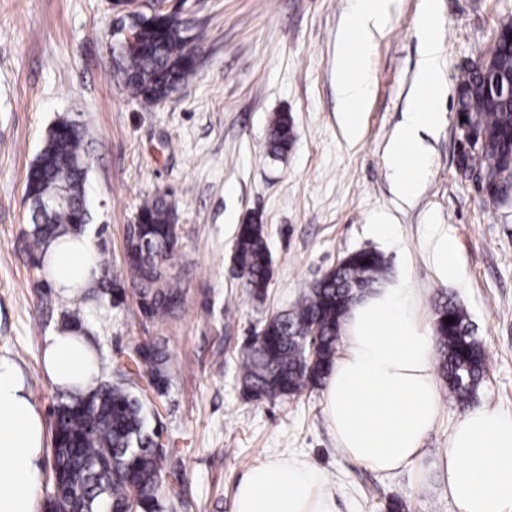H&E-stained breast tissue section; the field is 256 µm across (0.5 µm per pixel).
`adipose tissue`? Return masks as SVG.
<instances>
[{
	"mask_svg": "<svg viewBox=\"0 0 512 512\" xmlns=\"http://www.w3.org/2000/svg\"><path fill=\"white\" fill-rule=\"evenodd\" d=\"M348 45L366 49L386 24L383 0H349ZM431 7L421 14L417 97L441 93L439 48ZM344 124L356 134L359 103L370 95L363 68H342L338 79ZM434 108L408 112L391 152L396 178L406 190L422 179L427 161L417 149V129L433 124ZM91 236L56 240L44 266L60 293L92 287L101 276L92 262ZM418 296L407 283L377 288L349 310L340 346L325 379L324 413L337 450L386 475L416 471L443 484L456 512H512V413L482 405L451 429L448 446L431 453L425 440L439 409L432 336L421 323ZM43 372L61 393L87 394L98 385L99 355L86 329L57 327L41 347ZM46 458L44 418L23 370L0 353V512H39L34 483ZM233 512H338L325 473L303 456L272 455L250 467L237 483Z\"/></svg>",
	"mask_w": 512,
	"mask_h": 512,
	"instance_id": "1",
	"label": "adipose tissue"
}]
</instances>
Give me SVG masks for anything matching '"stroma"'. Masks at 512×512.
Listing matches in <instances>:
<instances>
[{"label":"stroma","instance_id":"1","mask_svg":"<svg viewBox=\"0 0 512 512\" xmlns=\"http://www.w3.org/2000/svg\"><path fill=\"white\" fill-rule=\"evenodd\" d=\"M445 89L431 130L422 132L427 173L406 193L388 145L417 100L424 0H390L385 29L364 50L371 79L357 138L342 125L336 66L346 59L349 0H165L204 33L190 83L147 107L112 68L120 14L112 0H0V352L24 371L53 428L58 393L43 375L45 336L64 321L66 296L45 294L30 264L25 197L28 169L49 128L67 118L87 131L86 195L96 240L112 275L126 278L129 224L142 200L170 192L179 239L171 263L185 302L165 324L145 320L135 290L120 307L87 302L84 323L101 361L123 360L146 341L167 339L170 386L158 399L164 439L186 474L169 498L174 512H233L236 483L266 457L306 453L336 488L339 512H454L437 481L382 476L335 449L323 388L295 398L248 400L238 349L271 314L349 252L372 249L390 264L388 282L408 279L419 313L433 325L442 296L466 309L488 356L472 400L512 413V195L494 201L458 169L456 89L487 57L512 0H433ZM285 112L296 139L284 158L267 154L271 118ZM261 215L273 276L264 301L234 270L239 224ZM388 224L389 239L370 225ZM455 240L460 274L432 264L435 232Z\"/></svg>","mask_w":512,"mask_h":512}]
</instances>
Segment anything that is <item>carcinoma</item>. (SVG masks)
<instances>
[{"label":"carcinoma","mask_w":512,"mask_h":512,"mask_svg":"<svg viewBox=\"0 0 512 512\" xmlns=\"http://www.w3.org/2000/svg\"><path fill=\"white\" fill-rule=\"evenodd\" d=\"M136 36L143 46L121 58L129 94L140 102L160 104L195 74L189 44L199 41L187 21L161 10L133 12ZM492 65L512 76V54L506 44L489 53ZM461 135L474 148L458 158L464 174L477 172L495 190L512 188V98L485 93L484 74L475 67L464 74L457 94ZM295 141L287 114L269 124L267 150L288 154ZM89 174L86 132L67 119L49 130L28 169L26 196L32 211L29 235L31 264L43 267L45 247L57 238L78 235L91 223L85 195ZM178 212L166 193L145 199L137 214L136 232L127 240L126 272L136 287L142 316L163 321L184 302L185 290L171 272L177 243ZM103 276L100 298L117 305L125 288L107 278L109 266L98 255ZM234 266L256 299L266 294L273 268L267 229L259 216L239 225ZM389 262L375 250L345 255L328 273L305 289L290 309L270 315L238 351L244 390L255 400L295 397L322 385L334 361L345 316L364 293L386 281ZM88 293L76 291L67 322L83 324L80 304ZM453 322L445 323L447 317ZM438 372L449 395L469 403L489 371L482 342L473 335L467 313L454 299L440 303L434 327ZM168 355L162 340L128 356L124 367L102 368L98 388L90 395H60L53 436L55 512H166V477L181 484L184 473L175 453L163 442L162 417L148 403L153 392L169 388Z\"/></svg>","instance_id":"1"}]
</instances>
